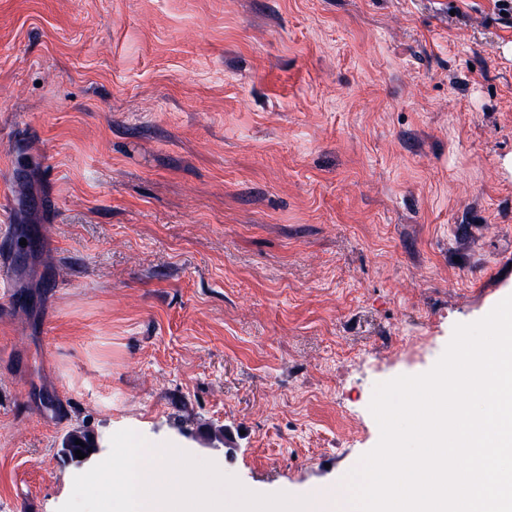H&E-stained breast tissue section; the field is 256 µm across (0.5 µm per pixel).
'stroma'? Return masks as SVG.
Here are the masks:
<instances>
[{"label":"stroma","instance_id":"1","mask_svg":"<svg viewBox=\"0 0 512 512\" xmlns=\"http://www.w3.org/2000/svg\"><path fill=\"white\" fill-rule=\"evenodd\" d=\"M510 156L493 0H0V512L119 424L341 484L512 295ZM76 439L82 440V444H85V447L82 445H76ZM98 442L94 439L91 434L82 429H75L69 432L63 439L61 453L66 457L70 458L72 461L83 462L88 459L90 454L96 453L100 450ZM88 449H92V453L88 452ZM81 450L82 453L86 454V457L82 460L77 458L75 451Z\"/></svg>","mask_w":512,"mask_h":512}]
</instances>
